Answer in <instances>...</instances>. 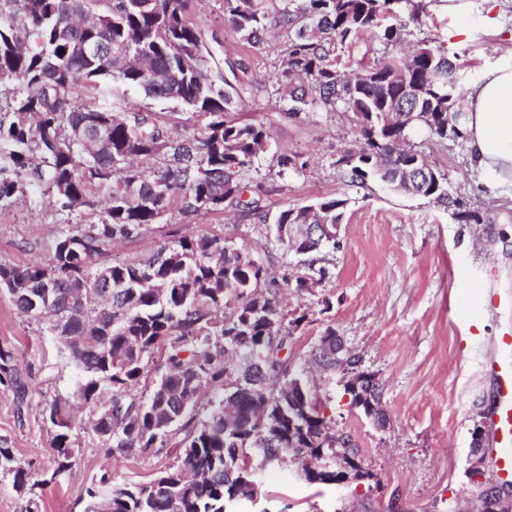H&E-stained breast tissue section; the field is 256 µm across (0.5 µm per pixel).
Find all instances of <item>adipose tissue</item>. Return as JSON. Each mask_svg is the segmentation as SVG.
<instances>
[{"instance_id": "obj_1", "label": "adipose tissue", "mask_w": 512, "mask_h": 512, "mask_svg": "<svg viewBox=\"0 0 512 512\" xmlns=\"http://www.w3.org/2000/svg\"><path fill=\"white\" fill-rule=\"evenodd\" d=\"M466 110L472 167L512 198V61L484 71L468 90Z\"/></svg>"}]
</instances>
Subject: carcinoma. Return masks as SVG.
<instances>
[{"label":"carcinoma","instance_id":"obj_1","mask_svg":"<svg viewBox=\"0 0 512 512\" xmlns=\"http://www.w3.org/2000/svg\"><path fill=\"white\" fill-rule=\"evenodd\" d=\"M0 13V83L18 86L0 111V202L33 185L53 189L63 210L108 207L97 221L60 235L47 261L0 266V289L27 315L49 313L52 330L82 373L72 395L47 409L56 428L57 469L32 480L17 468L19 492L34 493L68 470L76 426L102 439L106 452L136 459L173 450L176 465L159 481L117 483L102 472L87 488L85 512H229L235 502L263 497V466L293 458L319 463L336 440L324 412L304 382L289 373L288 338L306 315L288 319L280 296L308 288L313 275L267 274L249 250L205 233L181 237L150 257L110 268L99 257L113 238L133 239L175 210L184 217L237 203L267 223L258 202L244 201V180L264 150L269 131L238 117L253 86L230 84L190 18L192 0H6ZM402 0H221L224 22L251 50L279 28L273 93L296 117L314 109L351 114L363 122L359 157L346 149L336 161L351 184L372 178L389 185L418 166L423 155L397 143L415 132L439 142L467 137L466 92L457 65L423 41L411 54L383 52L347 78L338 69L339 48L371 34L384 46L404 38L402 27H383ZM103 48L93 57L80 40ZM118 81L151 99L185 106L201 120L177 139L149 111L118 112L79 104L74 90L94 91ZM423 196L453 209L463 224H493L487 212L463 208L448 189V175L425 185ZM347 200L329 198L279 212L269 231L286 251L308 255L336 241L306 224H340ZM111 271L112 288L99 273ZM166 351V374L150 395L129 396L155 353ZM326 370L343 369L319 343ZM0 384L25 394L22 371L0 352ZM215 391L199 416L206 387ZM351 404L383 429L387 416L375 375L367 374Z\"/></svg>","mask_w":512,"mask_h":512}]
</instances>
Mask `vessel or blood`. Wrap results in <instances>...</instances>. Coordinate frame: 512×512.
<instances>
[{
  "instance_id": "obj_1",
  "label": "vessel or blood",
  "mask_w": 512,
  "mask_h": 512,
  "mask_svg": "<svg viewBox=\"0 0 512 512\" xmlns=\"http://www.w3.org/2000/svg\"><path fill=\"white\" fill-rule=\"evenodd\" d=\"M495 355L484 364L493 381L487 419L493 434L494 456L501 481L512 483V330L495 340Z\"/></svg>"
}]
</instances>
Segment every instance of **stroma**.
<instances>
[{"mask_svg": "<svg viewBox=\"0 0 512 512\" xmlns=\"http://www.w3.org/2000/svg\"><path fill=\"white\" fill-rule=\"evenodd\" d=\"M463 11L448 0H402L396 21L406 26L409 42L431 39L463 68L466 84L500 62L512 49V0H464ZM193 22L211 38L218 60L239 62L254 90L239 105L249 122L270 132L268 150L254 162L247 192L269 215L322 198L348 201L341 245L316 258L283 253L268 238V227L242 209L186 218L179 213L149 225L137 238L119 240L101 256L109 266L151 255L178 238L205 232L247 248L275 274L304 273L309 262L326 270L310 288L289 293L290 316H303L288 343L292 373L302 375L336 431L354 436L369 480L347 486L308 483L296 464L270 465L262 491L273 512H463L472 503L466 471L472 430L484 421L492 381L482 363L491 340L512 326V309L484 310L472 288L489 283L512 290V199L490 179L472 170L467 145L442 144L413 135L425 157L445 171L452 194L465 205L490 209L492 224H462L447 210L422 197L390 191L370 180L351 185L336 161L355 140V126L343 112H310L291 118L272 93L281 42L270 32L269 51L244 50L225 25L220 0H195ZM82 102L122 111L157 113L174 135L192 131L187 111L170 101L153 100L136 90L113 85L111 93L79 89ZM299 153L306 170L280 171L276 157ZM92 211L72 214L53 195L34 186L26 196L0 208V265L43 263L59 233L95 221ZM334 330L346 350L358 356L362 370L375 374L388 423L377 429L346 397L343 375L321 372L310 361L320 336ZM0 351L11 353L22 369L27 394L17 400L0 387V448L13 464L31 468L49 484L33 494L13 487V475L0 469V512H84L86 489L96 475L110 471L117 482L146 483L176 463L164 453L135 461L110 457L100 439L73 429L76 452L61 477L54 448L55 429L46 407L71 393L82 374L61 351L46 318L20 313L0 292Z\"/></svg>", "mask_w": 512, "mask_h": 512, "instance_id": "obj_1", "label": "stroma"}]
</instances>
